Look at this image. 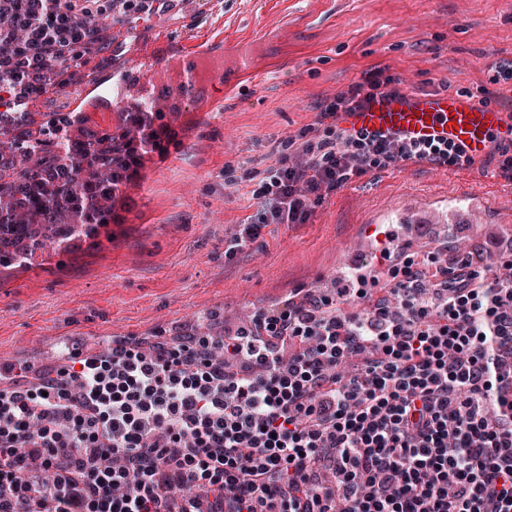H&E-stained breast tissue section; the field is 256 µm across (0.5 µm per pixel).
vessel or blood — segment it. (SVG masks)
Listing matches in <instances>:
<instances>
[{"instance_id":"obj_1","label":"vessel or blood","mask_w":512,"mask_h":512,"mask_svg":"<svg viewBox=\"0 0 512 512\" xmlns=\"http://www.w3.org/2000/svg\"><path fill=\"white\" fill-rule=\"evenodd\" d=\"M255 74L254 51L245 43L227 53L198 41L139 40L120 66L87 73L69 109L81 115L123 112L128 95L138 91L141 111L162 112L164 123L177 129L185 125L188 113L222 111V102L212 94L214 86L229 94L242 77ZM340 121L409 140L451 141L477 159L489 152L492 136L512 124L505 112L470 97L412 89L375 96L360 111L341 113Z\"/></svg>"}]
</instances>
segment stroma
<instances>
[{"label":"stroma","mask_w":512,"mask_h":512,"mask_svg":"<svg viewBox=\"0 0 512 512\" xmlns=\"http://www.w3.org/2000/svg\"><path fill=\"white\" fill-rule=\"evenodd\" d=\"M137 28L175 42L258 44L265 77L240 82L223 111L189 115L173 159L145 157L111 240L0 283V354L34 359L64 338L150 345L202 316L232 329L261 308L333 287L358 262L377 286L348 310L365 313L391 278L364 232L405 211L429 217L460 204L480 223L468 245L488 231L512 237V180L480 158L465 170L422 162L366 173L308 223L269 224L255 242L226 250L257 209L247 172L300 141L318 104L378 72L420 91L487 85L490 67L512 65V0H204ZM466 186L475 195L460 197Z\"/></svg>","instance_id":"1"}]
</instances>
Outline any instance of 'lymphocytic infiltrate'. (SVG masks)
<instances>
[{"label":"lymphocytic infiltrate","instance_id":"obj_1","mask_svg":"<svg viewBox=\"0 0 512 512\" xmlns=\"http://www.w3.org/2000/svg\"><path fill=\"white\" fill-rule=\"evenodd\" d=\"M159 3L0 0V112L75 87L109 24ZM395 89L350 83L312 137L251 171L260 207L232 248L307 223L353 177L470 167L448 141L335 124ZM379 232L393 283L369 313L337 309L367 296L361 275L220 338L0 366V512H512V247L490 276L470 253L435 259L434 282Z\"/></svg>","mask_w":512,"mask_h":512}]
</instances>
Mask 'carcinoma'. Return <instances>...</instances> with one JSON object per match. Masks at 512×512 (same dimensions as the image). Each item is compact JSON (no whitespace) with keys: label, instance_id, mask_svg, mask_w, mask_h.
Wrapping results in <instances>:
<instances>
[{"label":"carcinoma","instance_id":"cac0c4a2","mask_svg":"<svg viewBox=\"0 0 512 512\" xmlns=\"http://www.w3.org/2000/svg\"><path fill=\"white\" fill-rule=\"evenodd\" d=\"M85 122L53 112L0 119V275L37 255L64 256L112 239V133L86 139L77 160L67 143Z\"/></svg>","mask_w":512,"mask_h":512}]
</instances>
